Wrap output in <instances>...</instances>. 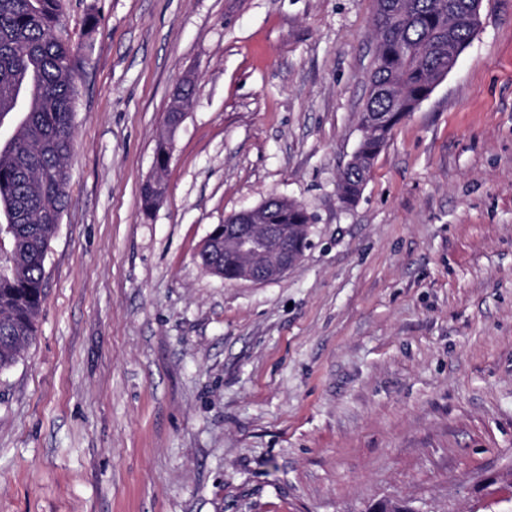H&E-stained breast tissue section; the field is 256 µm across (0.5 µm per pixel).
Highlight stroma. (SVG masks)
Returning a JSON list of instances; mask_svg holds the SVG:
<instances>
[{"instance_id": "1", "label": "stroma", "mask_w": 512, "mask_h": 512, "mask_svg": "<svg viewBox=\"0 0 512 512\" xmlns=\"http://www.w3.org/2000/svg\"><path fill=\"white\" fill-rule=\"evenodd\" d=\"M60 6L69 203L36 337L0 373V512H494L512 494V0H484L351 205L375 0ZM273 196L312 217L302 261L205 273L208 232Z\"/></svg>"}]
</instances>
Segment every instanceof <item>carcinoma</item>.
Instances as JSON below:
<instances>
[{"label": "carcinoma", "mask_w": 512, "mask_h": 512, "mask_svg": "<svg viewBox=\"0 0 512 512\" xmlns=\"http://www.w3.org/2000/svg\"><path fill=\"white\" fill-rule=\"evenodd\" d=\"M480 0H376L375 66L363 113L383 117L380 128H360L357 156L338 184L342 202L360 195L388 135L415 110L448 66V47L464 50L479 27ZM59 0H0V116L27 91L20 130L0 149V210L11 224L0 269V373L18 363L35 336L44 297L50 241L69 199L66 159L73 148L75 49L57 35ZM266 222L288 229L296 252L299 227L311 216L299 204L273 206Z\"/></svg>", "instance_id": "1"}]
</instances>
